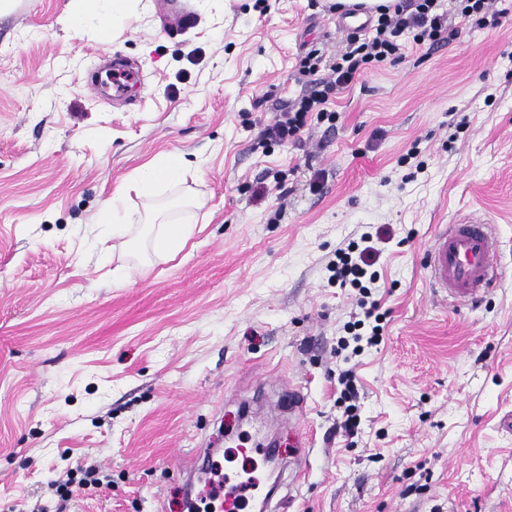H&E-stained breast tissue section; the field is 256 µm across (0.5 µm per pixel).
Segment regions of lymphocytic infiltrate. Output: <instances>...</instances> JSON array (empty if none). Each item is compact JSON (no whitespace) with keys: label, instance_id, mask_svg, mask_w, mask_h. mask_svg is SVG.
<instances>
[{"label":"lymphocytic infiltrate","instance_id":"1","mask_svg":"<svg viewBox=\"0 0 512 512\" xmlns=\"http://www.w3.org/2000/svg\"><path fill=\"white\" fill-rule=\"evenodd\" d=\"M448 29V15L439 9V0H408L407 4L396 5L393 11L379 14L372 37H352L348 39L340 62L327 66L329 76H320L322 58L317 51H310L304 58V66L310 81L293 103L289 104L276 117L262 124L258 139L263 143L288 144L299 140L308 118L317 121L335 122V112L327 105L337 91L352 81L357 70L369 62L382 63L394 59L401 50L400 39L404 34H412L416 44H435L442 40ZM371 234H363L360 242L349 243L347 248L338 249L337 262L332 271L340 284H348L358 289L360 307L364 316L348 324L350 339L342 340V347L351 348L353 355H361L365 347L376 345L381 340L383 318L378 315V304L372 301V289L377 281L370 274L371 258L375 252L371 244ZM368 327V334H360V327Z\"/></svg>","mask_w":512,"mask_h":512}]
</instances>
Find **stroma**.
<instances>
[{
	"label": "stroma",
	"mask_w": 512,
	"mask_h": 512,
	"mask_svg": "<svg viewBox=\"0 0 512 512\" xmlns=\"http://www.w3.org/2000/svg\"><path fill=\"white\" fill-rule=\"evenodd\" d=\"M335 3L179 0L172 36L167 0L107 36L62 25L72 0L0 14V512H209L179 460L212 449L241 482L261 447L278 478L244 512H512V0L365 66L334 126L258 144L306 54L345 47ZM116 60L140 82L110 98L89 74ZM167 153L196 233L173 256L137 225L114 246L99 214ZM464 219L490 224L503 277L460 305L425 258ZM369 230L384 331L354 356L338 341L363 311L328 266ZM91 467L109 483L59 501Z\"/></svg>",
	"instance_id": "35a3bbf8"
}]
</instances>
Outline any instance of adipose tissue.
Masks as SVG:
<instances>
[{"mask_svg":"<svg viewBox=\"0 0 512 512\" xmlns=\"http://www.w3.org/2000/svg\"><path fill=\"white\" fill-rule=\"evenodd\" d=\"M132 0H74V7L66 16L69 28L79 29L88 23H96L100 32L128 27L131 17ZM182 158L177 154H165L145 163L136 175L134 189L139 196L152 198L166 186L181 177ZM103 223L112 227L113 238L126 236L130 226L144 222L152 233L155 253L173 254L181 251L194 236L195 227L159 220L158 216L147 215L137 218L125 206L124 193L117 192L106 205L102 214Z\"/></svg>","mask_w":512,"mask_h":512,"instance_id":"ef3b65f1","label":"adipose tissue"}]
</instances>
